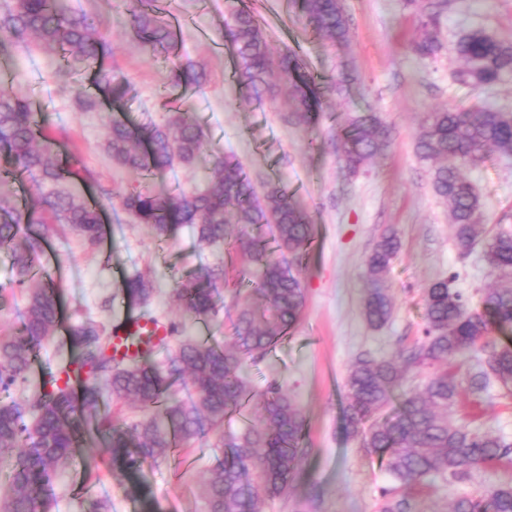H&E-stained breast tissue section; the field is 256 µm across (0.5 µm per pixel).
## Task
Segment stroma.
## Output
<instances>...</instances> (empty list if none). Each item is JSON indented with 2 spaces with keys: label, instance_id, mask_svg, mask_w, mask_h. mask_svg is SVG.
I'll use <instances>...</instances> for the list:
<instances>
[{
  "label": "stroma",
  "instance_id": "35a3bbf8",
  "mask_svg": "<svg viewBox=\"0 0 512 512\" xmlns=\"http://www.w3.org/2000/svg\"><path fill=\"white\" fill-rule=\"evenodd\" d=\"M233 0H162L169 16L181 23L179 55L202 65L205 83L194 89L172 87L164 60L152 57L126 25L127 0H70L106 35L113 47L106 65L122 78L127 93L120 104L104 100L101 108H79L75 83L60 76L56 63L37 52L12 46L0 55V90L28 97L66 145L76 146L97 186L108 190L104 237L89 249L73 232L54 236L43 266L60 283L70 307L66 324L91 313L106 326L138 315L123 296V278L140 272L154 285L151 309L164 321L179 323L183 335L223 345L233 342V312L219 320L182 315L170 298L176 275L224 260L229 277L249 296L248 266L242 255L198 248L191 227L168 242H157L149 226L136 223L120 206L118 195L140 178L116 165L103 147L113 113L135 121L161 120L181 109L205 130V154L194 167L175 168L163 180L168 189H188L203 175L210 155L238 158L255 183L279 179L307 209L314 240L299 269L305 305L288 337L263 357L248 362L244 375L251 395L279 382L305 418L307 455L287 498L267 502L264 512H303L315 502L317 512H379L383 492L410 494L420 512H446L456 497L512 478V465H487L471 479L435 480L406 488L388 473L378 454L344 430L345 381L357 357L395 356L424 334V298L432 283L451 278L475 311L494 280L482 246L461 252L448 222V206L434 192L433 164L421 160L416 135L427 112L489 102L512 112V79L488 88L457 82L459 61L452 47L464 34L483 30L512 39V0H447L440 15L443 47L432 61H419L408 46L419 15L406 0H344L350 36L338 45L314 35L290 0H244L258 15L273 53L288 49L306 72L323 83L349 72L353 80L339 97H325L312 124L288 121L285 92L275 89L262 99L247 98L233 79V49L222 37L224 16ZM377 112L389 130L386 147L358 173L341 155V136L356 113ZM483 204L484 235L512 230V161L488 156L466 171ZM393 230L400 248L385 276L394 304L391 318L370 326L362 313L367 293L366 259L378 237ZM457 418L512 442V397L493 388L481 400L461 396ZM179 460L165 458L140 471H125L90 434L84 448L56 477L51 512H85L91 498H106L111 512H203L202 480L215 462L211 442L180 448ZM94 461L97 478L85 477Z\"/></svg>",
  "mask_w": 512,
  "mask_h": 512
}]
</instances>
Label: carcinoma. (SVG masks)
Masks as SVG:
<instances>
[{
    "label": "carcinoma",
    "instance_id": "obj_1",
    "mask_svg": "<svg viewBox=\"0 0 512 512\" xmlns=\"http://www.w3.org/2000/svg\"><path fill=\"white\" fill-rule=\"evenodd\" d=\"M316 34L335 42L349 38L343 0H295ZM420 13L411 45L420 61L440 51L439 4L408 0ZM129 22L151 52L169 58L175 87H199L205 73L174 51L178 35L155 0H130ZM224 39L233 48L234 76L257 100L272 91L273 77L288 85L292 117L309 123L326 95H338L344 79L319 87L297 55L275 56L253 12L234 5L224 17ZM35 43L40 52L62 61V71L80 75L112 55L111 43L95 30L90 17L70 0H4L0 5V51L6 45ZM460 61L456 79L474 88L492 86L512 76V42L481 30L456 44ZM389 131L377 113L354 117L341 138L343 161L357 172L387 144ZM0 141L10 166L0 169V250L10 253L15 284L25 293L20 334L0 339V465H8L11 494L0 498V512H48L43 495L54 475L72 458L89 423L107 437L106 450L133 471L155 464L172 448L215 438L224 449L207 471L201 488L204 512H262L267 500L284 499L298 475L305 420L300 407L274 382L257 403L255 417L236 433L221 431L224 419L241 413L251 397L243 377L246 361L268 353L298 322L304 292L298 266L314 238L306 209L280 183L255 184L234 156L215 154L202 184L191 190H152L132 186L121 205L139 224L151 227L160 241L186 224L198 245L221 246L236 240L243 256L257 268L252 300L235 304L234 343L228 348L181 335L172 322L160 325L150 310L156 289L140 273L124 280L123 293L144 307L112 330L92 319L70 328L77 350L47 372L36 388L26 387L32 359L50 342L60 322L62 287L40 277L37 267L57 228L76 233L90 247L103 234L97 204L71 188L90 178L77 150H65L29 100L0 91ZM106 147L118 165L143 180L163 176L177 165L192 167L206 147V134L188 113L171 110L163 121L133 126L114 117L106 127ZM417 153L437 163L432 184L448 203L449 223L463 250L481 233L483 209L463 170L479 163L487 150L512 159V112L482 103L468 109L439 108L428 113L417 135ZM19 173L32 177L30 192L39 212L21 206L14 189ZM268 224L273 245L259 238H233L232 223ZM399 249L394 232L375 242L366 260L370 288L363 312L371 326L391 317L393 302L384 275ZM484 258L499 282L485 295L486 312L473 311L452 279L434 282L426 291L423 338L401 348L397 360L361 356L346 380L345 427L365 447L386 461L393 478L404 484L436 477L464 481L472 471L512 454V442L455 423L449 412L461 392L479 398L496 383L512 393V340L488 339L492 327L512 328V232L488 238ZM229 286L224 266H207L174 280L171 297L191 318L214 320L219 314L218 285ZM476 360L464 379L448 369L452 362ZM426 372L419 392L405 389L408 374ZM113 397L136 405L144 414L131 425L116 424L100 409L101 385ZM190 387L189 399L178 398ZM380 512H415L412 498L383 492ZM448 512H512V480L474 496L451 502Z\"/></svg>",
    "mask_w": 512,
    "mask_h": 512
}]
</instances>
